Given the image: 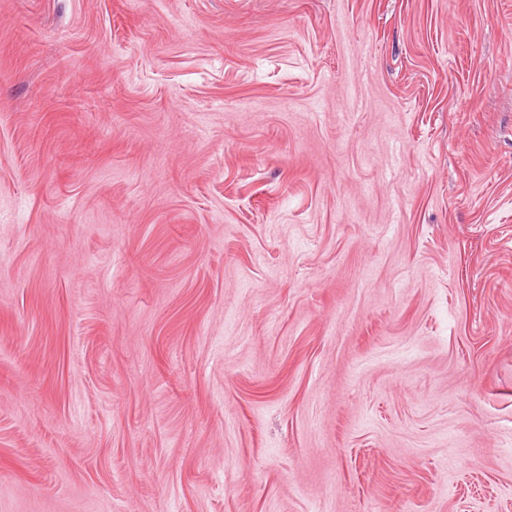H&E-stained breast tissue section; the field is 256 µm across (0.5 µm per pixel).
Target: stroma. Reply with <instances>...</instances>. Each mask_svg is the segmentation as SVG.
<instances>
[{
	"label": "stroma",
	"mask_w": 512,
	"mask_h": 512,
	"mask_svg": "<svg viewBox=\"0 0 512 512\" xmlns=\"http://www.w3.org/2000/svg\"><path fill=\"white\" fill-rule=\"evenodd\" d=\"M0 512H512V0H0Z\"/></svg>",
	"instance_id": "35a3bbf8"
}]
</instances>
